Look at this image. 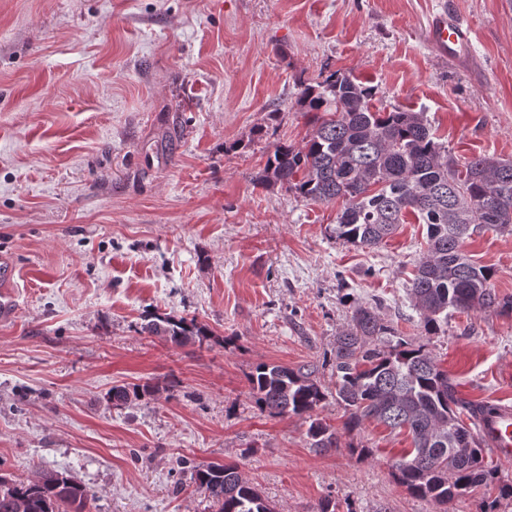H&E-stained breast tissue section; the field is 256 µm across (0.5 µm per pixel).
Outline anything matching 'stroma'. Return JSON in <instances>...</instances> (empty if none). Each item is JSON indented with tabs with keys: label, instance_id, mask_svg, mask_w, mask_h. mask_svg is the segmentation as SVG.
<instances>
[{
	"label": "stroma",
	"instance_id": "obj_1",
	"mask_svg": "<svg viewBox=\"0 0 512 512\" xmlns=\"http://www.w3.org/2000/svg\"><path fill=\"white\" fill-rule=\"evenodd\" d=\"M443 7L473 29L466 61L428 44ZM334 72L424 113L457 157L512 160V0H0V256L18 302L0 324V469L66 472L86 512H213L190 469L216 462L275 512H512L492 486L446 511L412 496L390 468L406 434L344 429L331 359L355 305L496 405H512V314L452 310L426 335L407 296L425 225L362 249L336 240L339 203L257 184L275 145L309 137L302 86ZM465 251L512 297L511 232ZM148 311L212 335L173 346L141 332ZM263 362L314 368L312 417L256 408ZM146 382L155 396L106 397ZM314 417L336 447H310Z\"/></svg>",
	"mask_w": 512,
	"mask_h": 512
}]
</instances>
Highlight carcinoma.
I'll list each match as a JSON object with an SVG mask.
<instances>
[{"instance_id":"carcinoma-1","label":"carcinoma","mask_w":512,"mask_h":512,"mask_svg":"<svg viewBox=\"0 0 512 512\" xmlns=\"http://www.w3.org/2000/svg\"><path fill=\"white\" fill-rule=\"evenodd\" d=\"M300 106L311 113L312 132L296 148L275 147L256 181L287 186L311 202L340 199L336 239L371 249L413 216L427 225L426 251L415 266L407 294L428 334L448 321V310L480 308L512 312V298L491 287L494 270L472 261L463 243L481 227L512 226V160L473 155L459 161L436 140L423 113L374 104L373 89L333 73L305 86ZM141 332L185 346L208 335L196 319L147 314ZM338 400L351 433L366 421L406 432L411 447L393 463L407 491L439 505L495 483L479 439L464 420L495 413L494 404H473L431 352L395 338V329L372 308L354 307L348 327L336 336L332 359ZM262 412L308 415L325 398L313 370L260 363L248 376ZM152 393L148 385L112 387L119 406ZM310 447L337 445L336 434L318 419L307 429ZM199 490L218 512H273L236 464L196 471ZM91 491L64 472L47 469L30 481L0 475V512H84Z\"/></svg>"}]
</instances>
